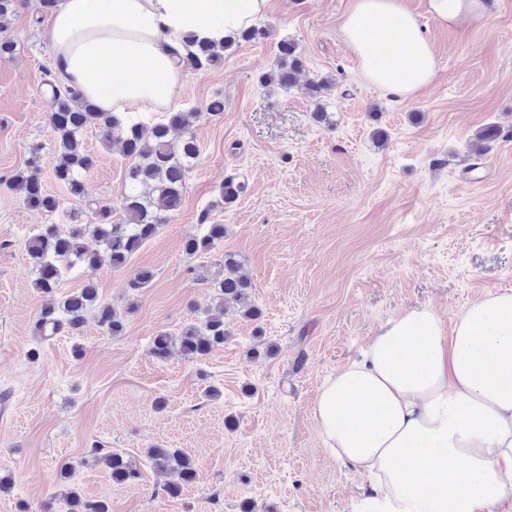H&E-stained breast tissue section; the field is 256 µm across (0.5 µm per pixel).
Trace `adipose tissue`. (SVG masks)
Listing matches in <instances>:
<instances>
[{
	"label": "adipose tissue",
	"mask_w": 512,
	"mask_h": 512,
	"mask_svg": "<svg viewBox=\"0 0 512 512\" xmlns=\"http://www.w3.org/2000/svg\"><path fill=\"white\" fill-rule=\"evenodd\" d=\"M271 0H59L49 21L60 80L121 116L173 107L185 37L218 43ZM440 25L481 19L482 0H425ZM411 47L379 66L377 33ZM341 32L365 78L406 99L429 86L435 52L403 0H352ZM119 54L122 71L101 62ZM328 452L365 471L368 512H512V291L485 295L451 323L415 309L381 326L312 407Z\"/></svg>",
	"instance_id": "ef3b65f1"
}]
</instances>
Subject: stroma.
Listing matches in <instances>:
<instances>
[{
	"instance_id": "stroma-1",
	"label": "stroma",
	"mask_w": 512,
	"mask_h": 512,
	"mask_svg": "<svg viewBox=\"0 0 512 512\" xmlns=\"http://www.w3.org/2000/svg\"><path fill=\"white\" fill-rule=\"evenodd\" d=\"M351 0H274L271 38L225 54L206 71H186L180 110H199L192 132L201 155L182 203L122 269L78 267L61 294L94 283L124 310L112 336L87 317L82 330L37 339L48 304L32 285L25 244L42 225L68 229L72 213L94 220L92 203H116L128 161L87 134L95 166L85 199L55 181V136L46 121L53 69L48 20L22 0L8 27L15 47L0 59V176L24 168L43 147L39 173L63 205L30 210L0 186V512H65L57 497L62 465L70 486L109 503L111 512H358L369 490L359 469L326 450L312 416L324 380L359 357L389 320L430 308L451 321L487 293L512 289V0H485V15L464 30L440 26L424 0H403L417 15L438 60L433 82L394 100L363 76L340 23ZM297 42L303 84H261L280 40ZM333 76L328 119L316 121L305 81ZM224 101L222 115L205 106ZM503 134L484 154L475 135ZM386 142L375 139L377 130ZM246 185L224 204L225 176ZM225 226L223 243L187 257L185 239L201 219ZM236 254L262 317L228 313L231 334L205 360L150 353L161 331L178 333L206 306ZM155 277L133 293L139 268ZM220 389L219 398L206 395ZM179 448L197 478L167 494L145 448ZM94 448L118 451L142 473L134 485L81 461Z\"/></svg>"
}]
</instances>
